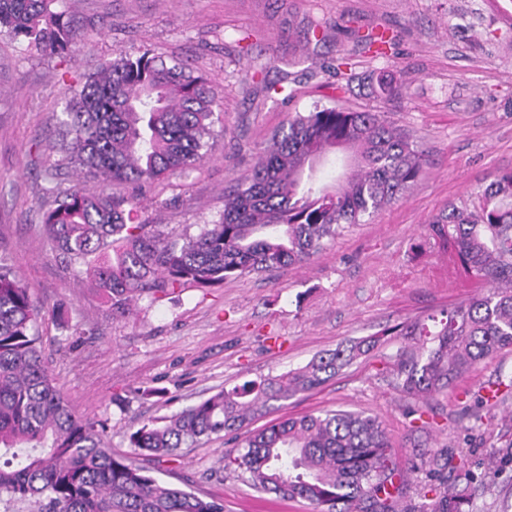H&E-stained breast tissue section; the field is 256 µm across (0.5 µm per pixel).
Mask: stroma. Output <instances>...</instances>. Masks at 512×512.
Listing matches in <instances>:
<instances>
[{
	"label": "stroma",
	"instance_id": "obj_1",
	"mask_svg": "<svg viewBox=\"0 0 512 512\" xmlns=\"http://www.w3.org/2000/svg\"><path fill=\"white\" fill-rule=\"evenodd\" d=\"M84 33L75 53L38 54L0 35V254L46 311L36 330L49 372L105 447L132 455L130 432L210 395L277 375L314 356L379 335L367 354L320 388L255 415L246 431L330 409L385 425L398 462L465 450L487 489L476 512L512 504V464H490L512 443V392L485 396L512 374L502 350L419 399L395 388L389 360L421 344L396 326L427 321L486 292L434 230L449 206L477 210L494 175L512 169V0H56ZM382 34L392 47L370 45ZM182 62L218 93L206 159L189 175L134 188L149 223L197 233L219 221L226 187L250 176L272 133L314 108L381 113L409 132L428 163L397 202L350 224L309 262L231 277L113 316L105 299L58 258L42 232L68 187L56 117L91 69L143 50ZM347 61L352 80L336 76ZM393 91L381 93L379 81ZM290 98L275 94L278 86ZM227 436H211L148 465L152 475L223 500L224 512H312L260 493L225 470Z\"/></svg>",
	"mask_w": 512,
	"mask_h": 512
}]
</instances>
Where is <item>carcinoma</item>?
Instances as JSON below:
<instances>
[{"label":"carcinoma","instance_id":"carcinoma-1","mask_svg":"<svg viewBox=\"0 0 512 512\" xmlns=\"http://www.w3.org/2000/svg\"><path fill=\"white\" fill-rule=\"evenodd\" d=\"M55 0H0V32L44 55L72 51L82 34L51 9ZM216 109L206 79L146 50L122 52L94 69L59 121L70 137L71 163L102 182L88 192L77 181L43 214V232L68 266H79L112 305L158 301L187 288H208L232 275L272 272L302 263L345 224H359L399 199L426 164L411 135L377 112L314 109L288 120L260 153L247 181L224 190V214L197 233L171 238L142 218L137 198L114 192L186 175L204 157ZM437 232L463 271L491 284L486 294L442 313L419 352L395 356L391 377L402 391L429 396L469 368L512 348V170L485 187L471 213L456 207ZM33 302L0 255V508L3 512H224L149 474L104 447L56 388L39 349ZM364 339L318 355L306 365L223 389L163 424L129 434V447L161 460L201 438L238 433L255 414L312 391L351 365ZM224 469L249 485L308 501L315 512H396L404 484L383 424L364 412L327 411L273 423L224 454ZM479 486L464 450L440 451L417 488L418 512H473L448 474Z\"/></svg>","mask_w":512,"mask_h":512}]
</instances>
